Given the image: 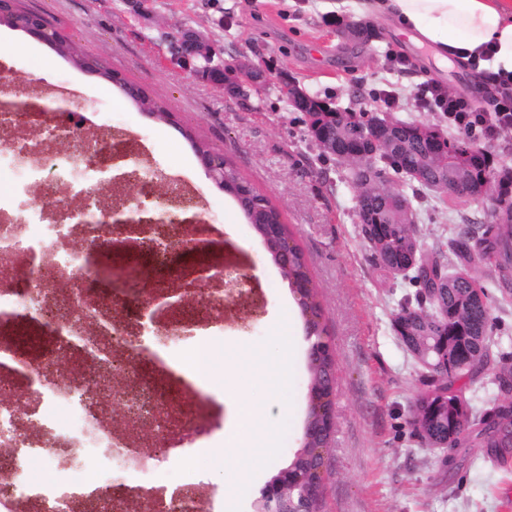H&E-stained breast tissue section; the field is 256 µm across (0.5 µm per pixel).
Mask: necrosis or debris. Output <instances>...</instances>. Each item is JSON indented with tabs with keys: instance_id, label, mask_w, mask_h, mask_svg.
Listing matches in <instances>:
<instances>
[{
	"instance_id": "1",
	"label": "necrosis or debris",
	"mask_w": 512,
	"mask_h": 512,
	"mask_svg": "<svg viewBox=\"0 0 512 512\" xmlns=\"http://www.w3.org/2000/svg\"><path fill=\"white\" fill-rule=\"evenodd\" d=\"M0 83V512H223L201 476L160 484L151 475L174 455L193 453L204 437L224 434V406L206 381L173 369L193 360L206 333L189 334L204 314L223 312V278L206 274L160 324L120 287L102 295L92 249L126 239V226L101 223L112 206L92 189L99 169L123 153L144 206L201 214L197 196L170 180L156 193L150 165L130 140L103 129L94 144L69 153L54 145L76 126L67 113L44 131L40 102L58 91L38 86L27 106ZM66 188L68 200L58 197ZM207 222L149 225L139 240L167 263ZM111 318L97 325L100 310ZM126 418L112 422V405ZM56 471L34 479L33 461Z\"/></svg>"
}]
</instances>
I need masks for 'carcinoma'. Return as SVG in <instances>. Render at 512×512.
<instances>
[{"mask_svg":"<svg viewBox=\"0 0 512 512\" xmlns=\"http://www.w3.org/2000/svg\"><path fill=\"white\" fill-rule=\"evenodd\" d=\"M55 49L70 57L78 67L85 66L86 55L77 46L62 41ZM119 89L141 111L156 112L161 119L169 117V112L157 102L137 96L128 85L123 84ZM318 106L319 110L309 113L310 127L320 138L333 134L338 142L347 138L349 153L336 157V162L346 166L351 177L355 168L363 164L368 151L367 140L374 135L377 124L383 121L393 127L399 145L368 164L360 181L353 183L356 196L368 203V221L361 224V232L381 272L390 275L397 266L411 267V280L418 286L416 305L403 306L393 320L403 344L417 336H438L446 332L448 353L470 360L468 368L455 373V378L475 381L491 357L494 342L490 338V295L469 266L477 261L485 264L496 272L497 284L508 287L512 275V218L494 213L490 223H474L453 237L450 250L458 267L447 271L441 251H429L421 246L416 221L386 206L393 194H402L416 214L434 191L431 182L410 176L422 154L416 131L421 127L430 130L432 126L395 119L384 112L336 109L321 100ZM442 152L448 155V175L460 173L469 180L481 182L491 193H509L497 179V173L490 169V155L486 150L444 137ZM392 173L402 180L403 188L390 185ZM224 191L237 200L256 233H262L266 224L281 223L279 211L231 165L224 167ZM281 271L291 284L303 287L300 310L306 316L308 339L316 342L324 338L322 306L299 247L290 250L288 266ZM331 365L332 361L326 358L308 360L311 380L322 385L324 396L330 395L332 390ZM494 385L495 390L488 399L490 408L473 415L461 395L453 391L449 376L438 377L433 373L426 376L424 389L416 395L410 410L416 435L427 445L450 438L459 447L477 445L502 460L511 457L512 407L502 394L512 391V370L500 372Z\"/></svg>","mask_w":512,"mask_h":512,"instance_id":"carcinoma-1","label":"carcinoma"}]
</instances>
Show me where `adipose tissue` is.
<instances>
[{"instance_id":"obj_1","label":"adipose tissue","mask_w":512,"mask_h":512,"mask_svg":"<svg viewBox=\"0 0 512 512\" xmlns=\"http://www.w3.org/2000/svg\"><path fill=\"white\" fill-rule=\"evenodd\" d=\"M358 9L394 18L413 42L440 57L453 51L466 58L491 49L488 67L512 73V0H361ZM227 405L232 422L224 428V460L232 463L239 449L251 445L248 428L259 407L244 391Z\"/></svg>"}]
</instances>
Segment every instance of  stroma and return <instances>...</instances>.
<instances>
[{
  "label": "stroma",
  "instance_id": "35a3bbf8",
  "mask_svg": "<svg viewBox=\"0 0 512 512\" xmlns=\"http://www.w3.org/2000/svg\"><path fill=\"white\" fill-rule=\"evenodd\" d=\"M21 5L43 15L85 54L140 85L174 120L140 111L111 83L24 32L0 25L14 86L22 91L37 81L84 98L91 110L76 127V138L92 139L109 124L135 140L155 168L199 195L211 240L243 256V273L254 277L262 293L246 323L224 319V335L214 343L216 365L240 348L253 349L256 358L214 387L245 388L263 404L260 433L272 427L280 433L271 453L242 449L227 469L226 512H254L260 490L301 446L310 342L291 284L235 198L206 176L191 146L195 139L223 153L278 208L320 292L323 325L336 353V429L325 456L324 512H512V462L500 463L484 449L469 447L445 465L440 451L415 436L410 408L426 370L396 335L393 319L417 287L404 276H382L374 266L360 235L354 191L335 158L321 156L308 134L307 115L273 88L247 100L224 95L191 65L172 61L169 39L182 27L194 28L225 62H260L272 79L291 78L338 108L386 110L443 132L446 118L420 105L417 90L433 82L486 110L493 91L483 74L456 58L437 65L430 48L415 45L381 18L374 21L379 39L351 48L338 32L363 20L354 0L342 7L336 0H152L145 15L135 14L124 0H21ZM393 55L408 59V68L392 66ZM387 89L397 96L390 106L378 97ZM492 208L487 197L452 204L429 198L419 211V239L425 249L447 250L464 219L486 221ZM473 273L490 286L492 337L512 358V296L495 287L488 267L476 266ZM288 336L297 338L298 354L276 404L270 399L271 368L284 359ZM221 446L215 439L191 455L172 457L159 479L213 475Z\"/></svg>",
  "mask_w": 512,
  "mask_h": 512
}]
</instances>
